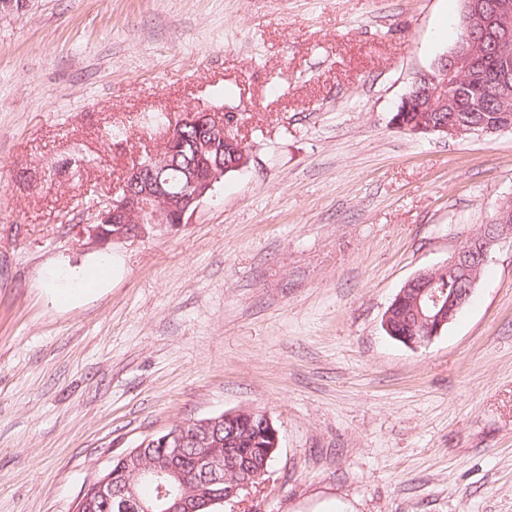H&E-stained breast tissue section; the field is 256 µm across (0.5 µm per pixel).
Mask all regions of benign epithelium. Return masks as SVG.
I'll return each instance as SVG.
<instances>
[{"instance_id":"obj_1","label":"benign epithelium","mask_w":512,"mask_h":512,"mask_svg":"<svg viewBox=\"0 0 512 512\" xmlns=\"http://www.w3.org/2000/svg\"><path fill=\"white\" fill-rule=\"evenodd\" d=\"M463 37L451 51L438 59L431 70L416 78L403 98L398 111L452 112L465 95L458 91L474 66L473 48L486 46L500 60V72L495 90L501 97L512 96V0H464L461 16ZM237 122V113L224 108H189L176 122L167 127L166 138L174 131L193 128L195 161L183 169L184 188L175 195L155 179V172L176 161L178 149L166 153L151 152L149 161L131 167L126 178L132 187L116 198L104 200L97 207L95 223L83 225V234L92 243L104 245L114 240L136 239L149 227L178 226L192 215L213 188L216 181L231 170H241L249 164L250 156L242 141L228 135ZM395 128L413 135L437 133L459 138L464 129L452 119L438 125L410 124L396 116ZM115 227L109 233L105 225ZM512 238V209L501 204L496 223L487 224L453 252L441 268L456 274L472 259L486 261L494 247ZM433 271H421L407 281L414 290V312L419 332H398L395 324L404 303L398 296L383 315V328L390 338L409 349L418 350L440 336L471 298L477 281L467 279L461 287L444 290L436 287ZM259 419L266 429L269 447H280L279 429L271 417L255 408L230 410L205 419L182 421L159 434L144 438L133 450L120 456L117 467L106 470L90 483L79 497L74 512H82L86 496L93 497L92 506L109 512H204L216 505L230 503L240 492L258 483L259 477L247 471V461H224V455L209 447L219 441L221 433L228 434L224 443L233 442L237 428L246 419ZM158 449L157 460L144 461V450ZM234 467L241 477L224 486V471ZM150 485L155 495L144 497L139 488Z\"/></svg>"}]
</instances>
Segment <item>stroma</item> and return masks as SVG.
I'll use <instances>...</instances> for the list:
<instances>
[{
    "mask_svg": "<svg viewBox=\"0 0 512 512\" xmlns=\"http://www.w3.org/2000/svg\"><path fill=\"white\" fill-rule=\"evenodd\" d=\"M461 0H27L0 14V512H74L184 419L266 411L280 448L221 512H512V240L426 348L407 280L512 197V131L391 119ZM236 111L250 154L181 225L81 234L163 142ZM115 125L128 137L108 141ZM112 275L62 306L50 276Z\"/></svg>",
    "mask_w": 512,
    "mask_h": 512,
    "instance_id": "35a3bbf8",
    "label": "stroma"
}]
</instances>
